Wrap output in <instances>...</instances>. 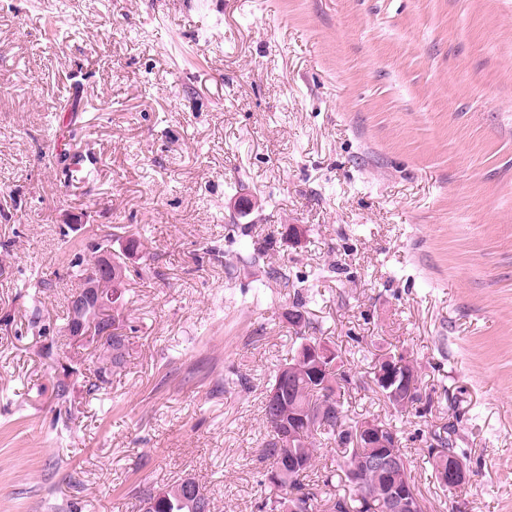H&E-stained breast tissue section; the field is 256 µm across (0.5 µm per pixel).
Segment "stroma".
Masks as SVG:
<instances>
[{"label":"stroma","instance_id":"1","mask_svg":"<svg viewBox=\"0 0 512 512\" xmlns=\"http://www.w3.org/2000/svg\"><path fill=\"white\" fill-rule=\"evenodd\" d=\"M103 236L143 248L90 396L98 347L59 328ZM302 336L348 423L401 430L424 512H512V0H0V512H139L187 475L265 512L262 403ZM395 350L403 414L372 382ZM392 355L385 357L381 362L378 360V364H375L374 379L373 383L376 388L386 392L385 396L381 393L384 400L387 401L396 410H406L409 406L421 401V398H415L414 396L409 398L406 403L398 406L396 404L403 401L407 397L420 394V385L416 379L414 373L409 372L406 369V362L403 359V354L393 353ZM378 366V367H377ZM392 399V400H391ZM431 458H432V448H430L428 451V461L427 462L431 466L432 472L434 473V475H435L436 479L439 481V483L448 484L449 490H452V489L457 490V489L464 488V486L468 483V482L457 483L459 481L470 479V471L468 470V466H466L465 463L463 461H461L459 458L448 455L447 465H444L443 467L440 468V473H441L442 479L437 470V463L432 462ZM442 480L444 483L442 482ZM455 483H457V484H455ZM446 484H444V485H446ZM453 484H455V485L452 486Z\"/></svg>","mask_w":512,"mask_h":512}]
</instances>
